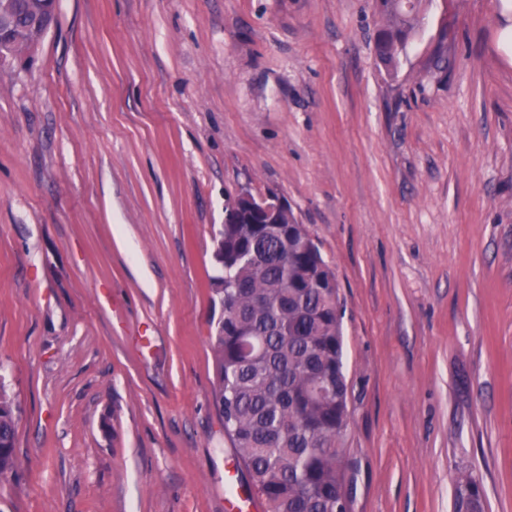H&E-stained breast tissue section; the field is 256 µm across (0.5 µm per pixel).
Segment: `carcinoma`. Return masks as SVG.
Wrapping results in <instances>:
<instances>
[{"label":"carcinoma","instance_id":"carcinoma-1","mask_svg":"<svg viewBox=\"0 0 512 512\" xmlns=\"http://www.w3.org/2000/svg\"><path fill=\"white\" fill-rule=\"evenodd\" d=\"M384 24L375 52L397 67L422 17V0H376ZM270 224H226L211 280L223 317L212 349L224 435L264 512H349L342 438L350 414L343 305L335 275L293 212ZM18 408L0 386V475L15 466ZM456 512H483L481 484L458 478Z\"/></svg>","mask_w":512,"mask_h":512}]
</instances>
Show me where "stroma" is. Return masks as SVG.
Instances as JSON below:
<instances>
[{
	"label": "stroma",
	"mask_w": 512,
	"mask_h": 512,
	"mask_svg": "<svg viewBox=\"0 0 512 512\" xmlns=\"http://www.w3.org/2000/svg\"><path fill=\"white\" fill-rule=\"evenodd\" d=\"M503 0H59L0 69V512H224L229 195L287 199L343 303L350 512H512ZM384 24L377 31L375 52L387 69L397 67L410 37L417 32L422 16V0H376ZM18 424V408L0 386V475L11 471L15 466V440ZM459 492L456 499V512H482L481 484L478 478L467 472L458 478Z\"/></svg>",
	"instance_id": "obj_1"
}]
</instances>
